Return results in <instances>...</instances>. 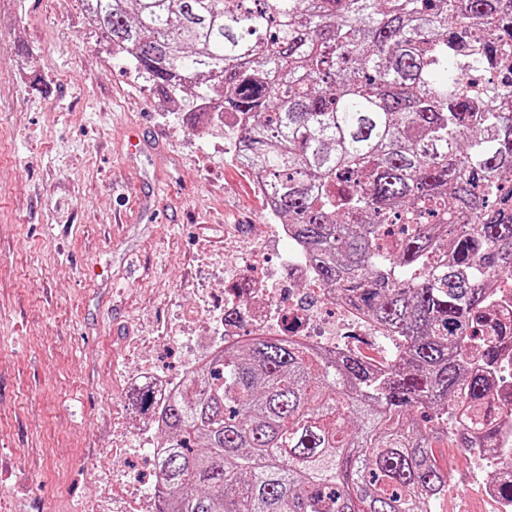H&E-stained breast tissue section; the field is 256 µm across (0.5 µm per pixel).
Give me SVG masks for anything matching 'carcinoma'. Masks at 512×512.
<instances>
[{"mask_svg":"<svg viewBox=\"0 0 512 512\" xmlns=\"http://www.w3.org/2000/svg\"><path fill=\"white\" fill-rule=\"evenodd\" d=\"M181 111L231 134L321 286L403 343L370 371L292 337L241 339L165 407L156 512H432L448 473L418 408L495 451L512 319V37L504 0H86Z\"/></svg>","mask_w":512,"mask_h":512,"instance_id":"1","label":"carcinoma"}]
</instances>
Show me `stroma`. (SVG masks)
I'll return each mask as SVG.
<instances>
[{
    "mask_svg": "<svg viewBox=\"0 0 512 512\" xmlns=\"http://www.w3.org/2000/svg\"><path fill=\"white\" fill-rule=\"evenodd\" d=\"M222 143L107 52L83 0H0V512H123L115 470L155 483L112 442L119 377L135 349L180 372L169 326L203 259L269 221Z\"/></svg>",
    "mask_w": 512,
    "mask_h": 512,
    "instance_id": "obj_1",
    "label": "stroma"
}]
</instances>
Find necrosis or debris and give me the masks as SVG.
<instances>
[{
  "label": "necrosis or debris",
  "mask_w": 512,
  "mask_h": 512,
  "mask_svg": "<svg viewBox=\"0 0 512 512\" xmlns=\"http://www.w3.org/2000/svg\"><path fill=\"white\" fill-rule=\"evenodd\" d=\"M224 276L223 304H212L209 291L200 286L195 290L198 312L182 316L186 323L205 318L209 335L187 348L181 375L171 377L136 362L125 375L126 386L151 387L159 400H166L184 376L223 348L228 336L290 334L322 350H352L376 366L397 354L383 327L322 288L310 252L295 238L291 225L263 224L247 238L226 235Z\"/></svg>",
  "instance_id": "1"
}]
</instances>
